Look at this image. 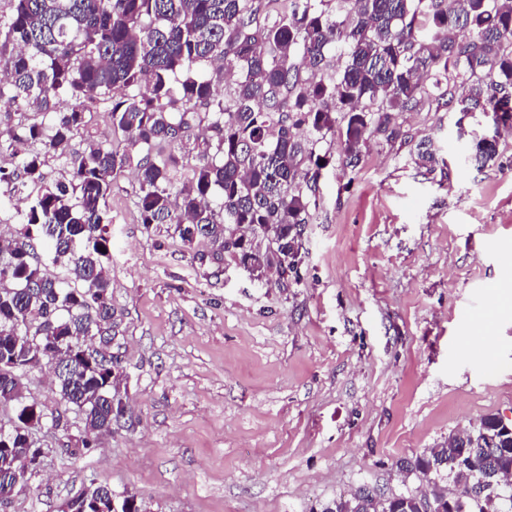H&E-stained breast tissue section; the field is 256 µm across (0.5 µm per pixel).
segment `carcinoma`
<instances>
[{"mask_svg": "<svg viewBox=\"0 0 512 512\" xmlns=\"http://www.w3.org/2000/svg\"><path fill=\"white\" fill-rule=\"evenodd\" d=\"M0 20V112L39 122L22 133L0 131V167L10 194H26L19 235L51 244V276L29 244L0 236V403L14 407L0 433V500L19 491L14 478L40 449L29 423L43 406L28 400L23 378L51 367L47 352L114 331L104 270L107 198L125 169L135 167L142 223L168 224L183 245L203 239L235 264L298 274L287 242L301 234L318 206L316 152L340 136L346 164L360 161L372 134L405 138L396 113L426 101L439 108L492 115L512 128V0H291L270 26L263 0H9ZM336 70L320 76L329 49ZM233 86L217 92L214 77ZM112 102L113 132L122 140L71 150L92 105ZM346 121L336 131V114ZM206 122L187 148L194 120ZM195 153L189 183L174 175ZM498 156L483 138L474 159ZM64 167L48 184L43 168ZM33 191H28V188ZM239 224L270 229L278 251L243 246ZM53 376L61 402L83 420L72 453L119 421L127 403L117 390L121 359L77 347ZM399 471L448 494L462 487L460 512H512V437L465 448L445 441L399 461ZM416 491L381 497L360 487L320 512H414ZM67 512H138L137 496L91 484Z\"/></svg>", "mask_w": 512, "mask_h": 512, "instance_id": "carcinoma-1", "label": "carcinoma"}]
</instances>
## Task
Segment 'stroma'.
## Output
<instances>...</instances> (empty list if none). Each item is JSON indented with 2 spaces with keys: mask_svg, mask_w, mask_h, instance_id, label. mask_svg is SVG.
Here are the masks:
<instances>
[{
  "mask_svg": "<svg viewBox=\"0 0 512 512\" xmlns=\"http://www.w3.org/2000/svg\"><path fill=\"white\" fill-rule=\"evenodd\" d=\"M398 121L404 139L374 135L354 167L319 143L331 163L301 280L280 287L144 227L125 170L104 266L128 413L73 455L44 423L42 473L0 512H63L94 482L143 512H313L362 485L416 489L397 461L512 418V129L429 104ZM491 136L498 157L477 165ZM481 302L497 309L487 344Z\"/></svg>",
  "mask_w": 512,
  "mask_h": 512,
  "instance_id": "1",
  "label": "stroma"
}]
</instances>
